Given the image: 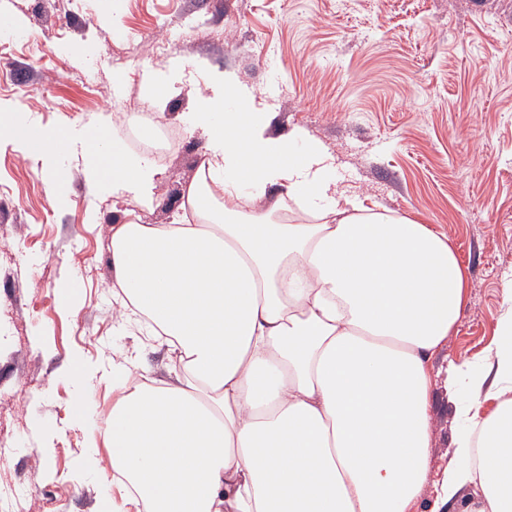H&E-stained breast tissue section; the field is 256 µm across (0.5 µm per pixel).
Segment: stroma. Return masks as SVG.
<instances>
[{"mask_svg":"<svg viewBox=\"0 0 512 512\" xmlns=\"http://www.w3.org/2000/svg\"><path fill=\"white\" fill-rule=\"evenodd\" d=\"M1 10L19 28L0 34V109L49 134L124 139L136 155L131 114L174 137L156 164L158 199L140 208L90 194L82 145L54 176L0 136V434L20 447L0 459V483L21 487L12 512H103L107 490L85 466L107 453L103 421L78 407L90 391L108 408L112 385L79 384L73 361L131 356L167 376L166 347L121 327L108 246L126 210L145 224L183 214L207 145L189 124L205 88L199 61L233 72L273 112L274 134L299 128L322 143L339 187L365 206L447 233L468 288L430 361V483L412 512H433L464 399L448 362L493 342L512 281V0H0ZM177 58L191 72L157 109L140 72ZM65 296L76 314L61 312Z\"/></svg>","mask_w":512,"mask_h":512,"instance_id":"stroma-1","label":"stroma"}]
</instances>
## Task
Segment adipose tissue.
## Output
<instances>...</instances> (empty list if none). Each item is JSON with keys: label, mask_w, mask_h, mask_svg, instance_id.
<instances>
[{"label": "adipose tissue", "mask_w": 512, "mask_h": 512, "mask_svg": "<svg viewBox=\"0 0 512 512\" xmlns=\"http://www.w3.org/2000/svg\"><path fill=\"white\" fill-rule=\"evenodd\" d=\"M204 73L191 120L207 153L182 203L195 223L112 227V294L167 346L169 378L113 364L110 456L90 465L143 512H412L430 471V361L464 306V270L444 232L354 201L321 144L272 134L262 109L225 111L251 92ZM5 132L36 157L70 146ZM91 150L111 165L90 168L92 193L156 199L149 161L117 140ZM290 199L312 223L283 218ZM504 305L482 359L449 365L471 400L437 500L461 512H512V287Z\"/></svg>", "instance_id": "obj_1"}]
</instances>
